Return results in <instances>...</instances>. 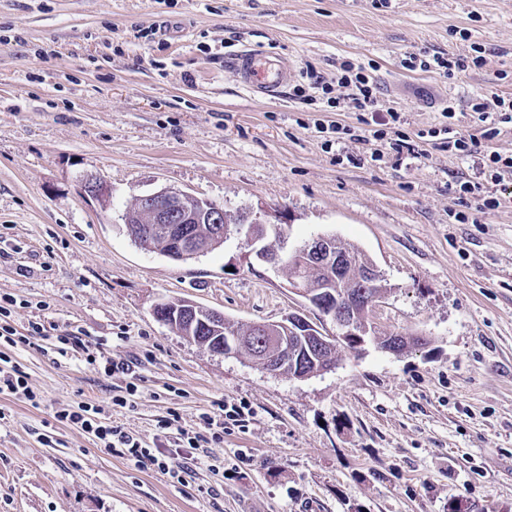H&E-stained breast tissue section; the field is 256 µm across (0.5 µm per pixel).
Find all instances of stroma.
<instances>
[{
	"label": "stroma",
	"mask_w": 512,
	"mask_h": 512,
	"mask_svg": "<svg viewBox=\"0 0 512 512\" xmlns=\"http://www.w3.org/2000/svg\"><path fill=\"white\" fill-rule=\"evenodd\" d=\"M476 45L483 65L448 77L402 66ZM249 47L292 87L310 66L331 82L341 61L371 64L380 108L411 137L449 123L480 136L471 100L512 98V0H0V295L18 335L44 327L0 350L37 396L0 394V512H512V173L499 208L452 223L467 162L328 142L315 121L355 112L317 89L305 104L248 92L224 58ZM91 176L108 201L84 196ZM164 186L257 213L290 250L354 243L393 287L378 337L428 346H343L331 371L297 379L172 331L154 308L178 299L336 327L240 237L188 262L136 246L121 215ZM64 334L77 344L60 352ZM90 350L131 372L104 373ZM83 402L148 445L171 409L190 431L224 402L250 415L181 485L56 421Z\"/></svg>",
	"instance_id": "35a3bbf8"
}]
</instances>
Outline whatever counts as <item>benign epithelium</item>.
Wrapping results in <instances>:
<instances>
[{
    "mask_svg": "<svg viewBox=\"0 0 512 512\" xmlns=\"http://www.w3.org/2000/svg\"><path fill=\"white\" fill-rule=\"evenodd\" d=\"M83 190L88 197L103 201L109 197L111 188L106 181L92 177L85 182ZM192 198L194 195L186 191L162 187L137 197L139 223L130 221V212L123 214L121 220L127 224L128 233L133 237L137 238L145 232L163 231L168 234L173 250L183 255L195 256L201 253L198 244L199 225L209 226L210 236L215 242L224 241V236L230 232V226L224 224V207L211 201L208 208L200 213L196 206L190 204ZM271 231L278 233L280 228L268 225L250 212L245 214L242 223L235 225V232L244 237L251 251L260 259L276 265L280 263L281 255L268 249L267 238ZM289 257L300 265L324 275L318 289L313 292H306L298 281L292 279L289 280V287L314 300L313 306L319 310L321 317L328 318L336 324V342L353 336L357 346H363L366 339L372 336V312L388 296L387 291L380 289L381 274L376 265H366L359 271V293L345 291L338 297L335 292V288L340 285V280L336 276L337 267L348 262L354 263V258L343 256L333 240L325 235H318L289 254ZM159 318L163 321L187 323L191 329L197 326V316L191 302L176 310L167 309L159 314ZM260 327L266 331H284L294 336H307L311 333L312 324L306 316L295 311L280 321L262 322ZM313 355L314 351L309 349L304 357L310 359ZM304 357L297 355L293 358L290 376L305 378L312 374L327 372L334 367V363L330 362L309 372L306 362L302 361Z\"/></svg>",
    "mask_w": 512,
    "mask_h": 512,
    "instance_id": "7a95c632",
    "label": "benign epithelium"
}]
</instances>
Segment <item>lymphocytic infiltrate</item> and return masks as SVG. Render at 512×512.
I'll list each match as a JSON object with an SVG mask.
<instances>
[{"label":"lymphocytic infiltrate","instance_id":"1","mask_svg":"<svg viewBox=\"0 0 512 512\" xmlns=\"http://www.w3.org/2000/svg\"><path fill=\"white\" fill-rule=\"evenodd\" d=\"M336 83L339 87L349 89L350 99L362 131L374 140L384 142V152L374 153V160H382L384 154H391L396 159L405 156L421 157L418 146L410 143L404 136L388 137L389 129L401 122L398 111H382L376 96L374 78L366 74L363 65L347 63L342 69ZM471 110L477 114L485 130L482 137L462 135L452 127H443L441 145L449 155L470 161L473 175L462 177L455 184L454 192L462 209L454 215L458 223H468L471 211L484 212L500 206L495 188L503 172L512 171V153L491 149L489 140L494 138L501 124L512 123V99H499L495 109H487L484 103L475 102ZM245 404L227 403L221 405L218 412L205 413L201 416L202 428L198 431L184 430L180 416L176 411L159 420L157 429L160 436L178 433L179 439L175 449L167 450L163 446L149 448L144 446L140 437L123 427L104 420L97 407L89 404L78 405L73 411L57 412L55 418L61 423L77 425L84 432L92 435L101 448L108 453L132 462L140 469H155L177 482H184L191 475L197 458L196 453L202 448H216L224 441L225 426H243L245 423Z\"/></svg>","mask_w":512,"mask_h":512}]
</instances>
